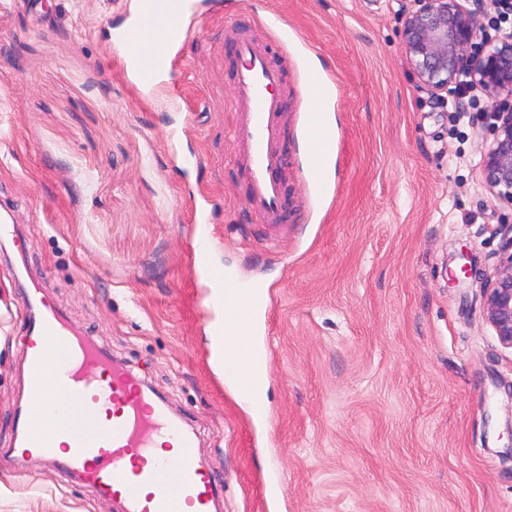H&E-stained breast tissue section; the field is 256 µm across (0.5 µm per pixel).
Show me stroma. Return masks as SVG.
I'll return each mask as SVG.
<instances>
[{
    "mask_svg": "<svg viewBox=\"0 0 512 512\" xmlns=\"http://www.w3.org/2000/svg\"><path fill=\"white\" fill-rule=\"evenodd\" d=\"M193 2L179 62L140 91L112 41L131 0H0V199L28 238L0 245V448L26 396L18 269L195 433L222 512H512V350L481 303L512 209L482 180L485 97L420 88L399 0ZM242 38L288 93L275 234L232 134ZM313 67L336 117L324 195L294 93ZM201 238L270 298L258 420L211 364ZM0 512L117 508L28 457L0 469Z\"/></svg>",
    "mask_w": 512,
    "mask_h": 512,
    "instance_id": "obj_1",
    "label": "stroma"
}]
</instances>
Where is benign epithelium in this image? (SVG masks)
I'll use <instances>...</instances> for the list:
<instances>
[{
	"label": "benign epithelium",
	"mask_w": 512,
	"mask_h": 512,
	"mask_svg": "<svg viewBox=\"0 0 512 512\" xmlns=\"http://www.w3.org/2000/svg\"><path fill=\"white\" fill-rule=\"evenodd\" d=\"M402 49L423 88L439 101L459 93L460 79L486 98L481 173L488 190L512 206V31L482 35V0H400ZM482 309L499 343L512 349V254L483 288Z\"/></svg>",
	"instance_id": "benign-epithelium-1"
}]
</instances>
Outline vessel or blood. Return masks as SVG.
<instances>
[{
	"instance_id": "b4317fda",
	"label": "vessel or blood",
	"mask_w": 512,
	"mask_h": 512,
	"mask_svg": "<svg viewBox=\"0 0 512 512\" xmlns=\"http://www.w3.org/2000/svg\"><path fill=\"white\" fill-rule=\"evenodd\" d=\"M186 0H141V10L130 25L117 31L113 44L124 53V64L138 88L158 85L171 58L188 36L181 23ZM243 63L236 83L246 104L234 129L243 145L249 180L247 203L270 224L283 220L284 187L280 172L285 156L279 134L285 120V99L280 94L282 72L250 40L235 46ZM306 177L317 188L326 186V170L334 142L325 127L311 124L306 138ZM12 241L17 251L27 243L15 228L12 211H0V240ZM195 262L207 271L224 293V325L233 336L250 335L258 314L266 312L263 290L247 285L210 263L209 254L197 250ZM28 337L23 347L27 385L37 401L17 417L21 447L33 456L54 460L66 475L77 477L98 497L122 503L124 512H217V489L196 452V438L181 421L145 392L124 370L112 366L93 337L70 320L40 289L26 291ZM97 363L103 377H84L85 365ZM266 349L244 344L240 358L230 360L227 372L243 395H252L268 372ZM64 395L67 415L56 436L67 437L71 448L59 455L56 436H34L30 428L44 415L54 414L52 398ZM167 437L179 446L177 459L152 453L154 440Z\"/></svg>"
}]
</instances>
